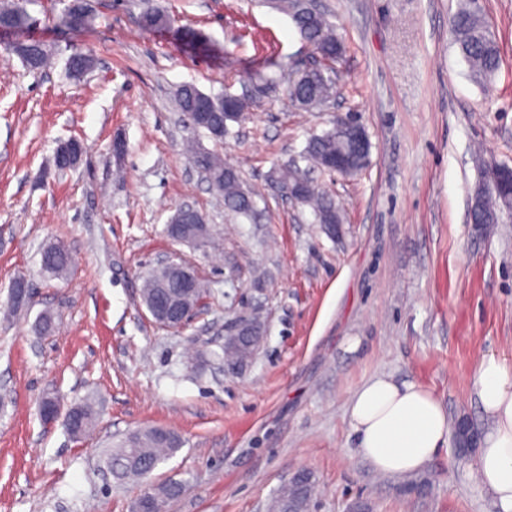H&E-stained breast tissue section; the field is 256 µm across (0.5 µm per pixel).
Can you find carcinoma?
<instances>
[{
  "label": "carcinoma",
  "mask_w": 512,
  "mask_h": 512,
  "mask_svg": "<svg viewBox=\"0 0 512 512\" xmlns=\"http://www.w3.org/2000/svg\"><path fill=\"white\" fill-rule=\"evenodd\" d=\"M142 4L140 22L144 29L159 31L170 24V17L155 7L153 0H142ZM271 4L291 18L301 39L311 45L321 61L315 67L284 70L278 79L260 76L253 83L254 94L247 97L210 95L192 83L179 86L175 93L176 105L196 131L203 130L213 138H223L229 131V124L234 122L231 115H242L258 106L262 99L257 93L273 88L281 80L286 83L285 93L290 103L305 111L318 108L333 97L335 65L344 54L335 25L329 21L327 14L313 10L309 0H271ZM95 19L88 0H67L60 15V23L75 32L91 28ZM30 25L31 18L20 3L0 6V30L22 31ZM449 32L471 75L483 87H488L500 69L502 56L495 28L486 19L482 6L474 0H460L449 19ZM15 53L32 72L42 70L50 58L48 47L33 39L17 43ZM93 65L91 56L84 53H76L68 60V70L75 76L89 72ZM187 153L193 167L202 170L207 179L214 183L215 193L224 200V211L234 216L251 215L255 206L254 195L244 187L240 170L225 162L220 155L192 141L187 143ZM82 154L83 146L79 141L69 144L66 149L57 150L54 156L56 170L62 172L74 167ZM350 154L349 127L341 123L312 136L304 149L303 159L330 172L337 159ZM304 174L305 171L298 165L291 170L286 165L277 166L272 169L269 181L277 188L288 184L293 186L294 191L288 200L299 207L311 209L317 223L328 228L342 223L331 194L311 180L298 183ZM482 181L483 187L478 191L470 221L480 231L487 233L500 222L502 211L512 206V190L501 186L494 168L483 171ZM201 217L203 213L200 211L193 216L177 211L170 218V223L183 225L182 241L191 243L209 237V225L201 222ZM70 265L71 256L61 246L42 252V270L51 277L64 276ZM206 296L207 290L201 281H196L195 287L187 290L180 286L177 276L159 268L146 274L141 291L142 304L147 309L163 301L193 306ZM251 352L248 341L230 340L224 342L222 359L224 364L233 368L247 364L251 360ZM97 414L96 403L92 400L71 407L67 417L68 430L77 436L86 435L94 426ZM181 446V439L175 432L149 428L126 437L109 450L105 460L119 477L145 479L150 476L145 471V464L153 462L158 465L176 454ZM312 489V480L308 478L291 481L272 498L269 512H309ZM181 492L182 484L172 480L151 489L147 493L150 505L146 512H165L167 504L179 497Z\"/></svg>",
  "instance_id": "obj_1"
}]
</instances>
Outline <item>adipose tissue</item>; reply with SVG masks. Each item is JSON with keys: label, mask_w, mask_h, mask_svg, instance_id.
Returning a JSON list of instances; mask_svg holds the SVG:
<instances>
[{"label": "adipose tissue", "mask_w": 512, "mask_h": 512, "mask_svg": "<svg viewBox=\"0 0 512 512\" xmlns=\"http://www.w3.org/2000/svg\"><path fill=\"white\" fill-rule=\"evenodd\" d=\"M477 394L493 425L480 450L477 473L494 494L500 512H512V368L495 356L481 359ZM350 426L357 451L374 470L413 473L448 443V417L425 388L377 377L350 403Z\"/></svg>", "instance_id": "ef3b65f1"}]
</instances>
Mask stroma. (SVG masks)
<instances>
[{
  "instance_id": "35a3bbf8",
  "label": "stroma",
  "mask_w": 512,
  "mask_h": 512,
  "mask_svg": "<svg viewBox=\"0 0 512 512\" xmlns=\"http://www.w3.org/2000/svg\"><path fill=\"white\" fill-rule=\"evenodd\" d=\"M456 2L319 0L345 47L335 98L307 112L276 93L217 140L190 131L177 87L239 94L257 66L308 63L285 14L258 0H154L171 23L147 31L140 0H90L95 23L78 33L59 23L63 0H24L32 25L0 31V305L15 279L32 291L27 308L0 316V512H132L146 486L169 480L184 492L166 512H268L302 470L315 480L311 512H498L477 448L451 444L418 472L384 474L349 425L354 393L385 376L420 384L449 423L484 437L479 361L512 367V222L487 235L469 221L480 168L512 165V0H482L503 59L488 91L451 43ZM186 28L205 46L186 45ZM28 37L52 53L36 75L12 51ZM76 52L95 60L80 78L67 70ZM340 113L371 149L357 176L313 172L342 215L333 236L268 175ZM190 136L240 169L251 217L225 213L184 153ZM71 138L84 153L61 173L53 156ZM185 204L207 218L203 246L166 233ZM50 244L71 255L65 277L41 270ZM168 258L209 292L178 331L140 298ZM246 310L266 335L231 372L217 355ZM48 393L68 407L97 401L93 431L76 439L64 419L44 423ZM150 427L175 431L182 448L147 484L116 479L104 449Z\"/></svg>"
}]
</instances>
